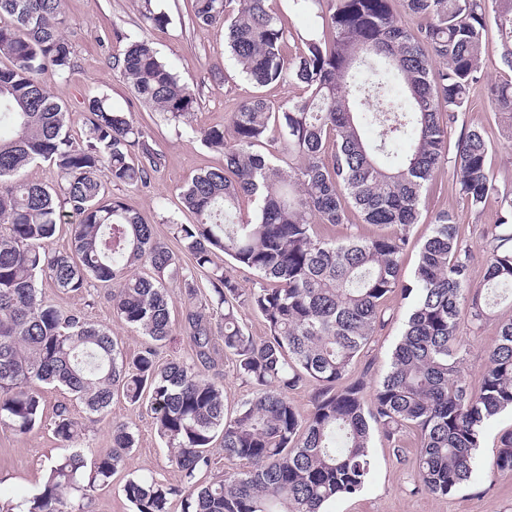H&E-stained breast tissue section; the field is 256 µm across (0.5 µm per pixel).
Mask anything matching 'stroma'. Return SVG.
Wrapping results in <instances>:
<instances>
[{
	"label": "stroma",
	"instance_id": "35a3bbf8",
	"mask_svg": "<svg viewBox=\"0 0 512 512\" xmlns=\"http://www.w3.org/2000/svg\"><path fill=\"white\" fill-rule=\"evenodd\" d=\"M157 9L167 13V26H151L141 13L139 0H65L63 34L73 50L74 69L66 77L52 78L48 89L70 111L73 138L83 135V110L87 99L106 96L115 110L131 113L136 125L149 135V143L162 158V165L151 188L110 186L111 197L154 227L155 235L174 253L181 265H190L169 217L193 223L192 214L182 211L179 192L198 173L224 165L222 153L206 147L197 128L224 125L230 112L245 99L259 95L278 102L299 94V87L270 85L259 87L248 81L231 59L224 40L222 25L192 24V0H156ZM270 7L288 32V47H299V35L316 23L319 4L308 10H296L292 0H271ZM146 37L153 41L161 58L167 62L181 83L188 85L198 101L192 126L167 121L161 113L144 106L131 91L129 83L112 68V60L121 56L128 43ZM486 83L474 90L468 107L452 124L448 137L457 141L461 133L480 128L492 147L491 171L500 193H512V133L508 132L489 100L485 86L512 77V71L500 61V42L495 23H488L484 45ZM451 213L464 240L472 250V280L481 282L485 273L482 232L496 223L499 205L489 198L482 212L471 211L459 195L451 170L445 169L423 194L421 221L414 225L410 244L401 259L403 280H410L418 261L419 248L428 237L431 222L441 212ZM111 289L93 283L81 293H64L43 286L42 295L61 310L79 311L88 322L108 328L119 340L126 355H134L146 342L144 336L120 321L112 312ZM172 335L159 350V362H188L194 350L184 329L186 297L179 287H171ZM386 305L389 319L379 330L369 351L353 368L354 375L364 376L368 384L380 381L387 371L392 350L400 339L403 318L409 306L401 293L389 296ZM512 318V306L495 308L490 320L480 330L461 325L460 332L470 352L466 370L471 383H479L485 369V351L494 344L501 320ZM43 397V422L21 434L0 425V508L17 503L36 493L45 482L51 460L66 455L67 450L53 434V417L58 405L64 404L73 418L82 422L85 435L82 451L87 460L109 452L113 423L127 424L135 435V447L122 469L108 484L88 491L85 512H133L123 486L128 477L145 474L174 482L178 473L169 459V451L157 434L154 415L147 405L130 404L115 396L104 416L88 414L84 406L66 391L40 385ZM512 429V414L505 412L490 421L483 430L478 464L471 479L458 492L437 496L418 487L413 460L418 450L415 431L402 437L403 455L394 454L386 441L375 438L369 450L371 472L363 490L352 497H339L326 504V512H512V475L491 473L489 464L499 445L500 435Z\"/></svg>",
	"mask_w": 512,
	"mask_h": 512
}]
</instances>
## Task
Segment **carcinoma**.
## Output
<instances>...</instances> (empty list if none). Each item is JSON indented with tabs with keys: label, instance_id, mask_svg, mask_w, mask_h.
Here are the masks:
<instances>
[{
	"label": "carcinoma",
	"instance_id": "obj_1",
	"mask_svg": "<svg viewBox=\"0 0 512 512\" xmlns=\"http://www.w3.org/2000/svg\"><path fill=\"white\" fill-rule=\"evenodd\" d=\"M270 0H194L191 21L224 23L225 40L241 73L265 87L295 85L303 93L273 104L242 101L222 127L198 131L224 152V167L197 174L180 191L195 224L176 225L192 263L183 267L153 226L108 185L149 188L161 158L132 115L93 96L84 106V137L69 134L70 112L47 88L73 68L62 34L63 0H0V425L26 433L41 424V382L63 388L92 414L108 411L115 393L148 402L157 433L179 480L129 477L123 491L135 512H322L338 496H353L368 479L373 434L396 453L401 433L420 438L416 479L448 496L470 479L484 426L512 409V319L500 324L486 353L480 384L465 371L467 344L460 322L478 330L498 299H512V194L499 200L497 222L485 237L482 283L470 278L472 250L459 224L444 212L422 244L412 280L400 260L419 223L424 190L448 163L459 194L481 211L498 193L490 174L491 146L473 129L455 144L448 128L483 79L485 0H403L421 20L413 33L392 0H317L321 30L286 52L288 31ZM500 57L512 71V0H495ZM113 68L135 98L187 124L196 94L147 39L133 41ZM495 109L512 128V79L491 87ZM380 128L369 141L363 127ZM140 161L130 162L133 154ZM47 163L57 183L19 178ZM255 204L239 218L240 201ZM363 223L394 227L371 238L320 236L319 224H346L349 208ZM72 248L49 249L66 217ZM252 271L242 289L224 265ZM149 264L153 277L137 273ZM208 274V304L222 311L224 358L252 388L227 412L224 387L209 376L216 338L194 305L195 275ZM81 293L95 280L113 284V313L159 343L171 333L168 283L185 288L184 323L192 363L156 361L147 346L124 356L112 332L78 312L45 301L39 283ZM396 291L410 300L401 339L383 380L367 392L353 366L384 323V302ZM259 314L268 336L244 333L239 313ZM314 382L311 410L302 415L289 394ZM85 429L67 406L55 410L53 434L72 452L50 466L32 496L6 512H82L72 493L83 480L79 451ZM224 458L245 467L206 485L215 439ZM135 446L125 424L112 425V449L94 461L87 487L105 483ZM491 472L512 474V430L500 437Z\"/></svg>",
	"mask_w": 512,
	"mask_h": 512
}]
</instances>
